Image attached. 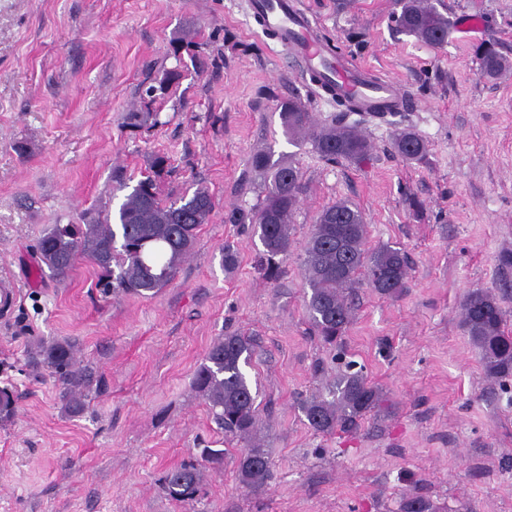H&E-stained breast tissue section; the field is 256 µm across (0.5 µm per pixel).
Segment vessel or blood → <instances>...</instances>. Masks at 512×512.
<instances>
[{
	"mask_svg": "<svg viewBox=\"0 0 512 512\" xmlns=\"http://www.w3.org/2000/svg\"><path fill=\"white\" fill-rule=\"evenodd\" d=\"M251 12L277 34V40L303 70L325 76L343 97L353 98L363 111L388 105L402 109L405 96L391 83L374 79L370 71L335 53L297 0H248Z\"/></svg>",
	"mask_w": 512,
	"mask_h": 512,
	"instance_id": "b4317fda",
	"label": "vessel or blood"
}]
</instances>
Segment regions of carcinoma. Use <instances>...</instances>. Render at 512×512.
<instances>
[{
	"label": "carcinoma",
	"instance_id": "carcinoma-1",
	"mask_svg": "<svg viewBox=\"0 0 512 512\" xmlns=\"http://www.w3.org/2000/svg\"><path fill=\"white\" fill-rule=\"evenodd\" d=\"M400 13L395 22L402 32L430 46H439L448 37L451 24L427 0H396ZM201 44L184 35L170 40L169 56L181 59V51ZM481 70L488 76L498 74L505 62L490 44L479 52ZM181 72L165 70L159 85H150L142 93L149 105L170 87L179 83ZM283 134L292 143L311 141L325 160L358 163L370 151L369 141L360 133L338 128L317 127L311 112L296 99L279 106ZM395 151L409 162L424 157L425 144L415 133L397 129L393 133ZM252 169L266 174L264 196L250 212L233 210L229 221L255 225L263 247L257 255V270L274 280L293 246V215L301 193L300 170L285 154L273 159L271 151H257L250 156ZM169 169L168 158H151L150 173L124 195L115 222L93 219L86 224H52L35 245L41 263L65 275L77 257L82 256L99 269L98 286L105 295L124 293L151 297L167 287L181 263L191 254L199 227L208 223L214 210L209 190L198 186L192 194L174 200L161 197L158 180ZM368 225L361 210L347 200L324 208L317 216L305 247L303 270L310 288L307 311L318 339L326 346L341 348L352 321L348 290L365 282L381 295H396L408 287L410 261L399 247L383 245L366 248ZM461 326L478 349L488 378L499 380L512 376V335L504 330V314L497 298L486 289L471 291L462 304ZM253 354L250 340L237 334L218 338L209 347L204 362L193 378L195 391L209 406L220 432L231 439L248 442L238 461V480L256 492L266 486L271 461L263 444L256 441L259 411L256 396L241 365L249 364ZM34 369L49 371L61 390L62 412L80 416L93 398L102 392V380L77 357L75 343L68 340H40L29 356ZM348 371L336 376L328 395L306 402L303 412L310 427L321 434L352 433L371 414L385 409L381 389L369 383L362 371ZM14 391L0 387V422L16 414ZM203 475L199 460L191 457L167 471L162 485L174 500L189 505L200 491ZM402 512H435L428 500L411 494Z\"/></svg>",
	"mask_w": 512,
	"mask_h": 512
}]
</instances>
